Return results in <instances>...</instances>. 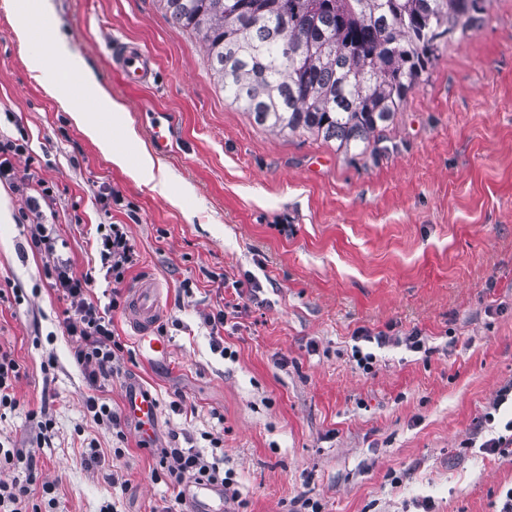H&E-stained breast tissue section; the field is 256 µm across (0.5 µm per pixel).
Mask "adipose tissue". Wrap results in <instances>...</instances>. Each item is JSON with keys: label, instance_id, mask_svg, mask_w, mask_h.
<instances>
[{"label": "adipose tissue", "instance_id": "adipose-tissue-1", "mask_svg": "<svg viewBox=\"0 0 512 512\" xmlns=\"http://www.w3.org/2000/svg\"><path fill=\"white\" fill-rule=\"evenodd\" d=\"M9 15L14 16V32L21 49L26 52V63L32 77L40 82L48 96L60 103L74 125L85 136L96 142L102 153L139 185L158 193H165L168 173L148 152L140 150L136 159H129L126 151L105 137L92 109L111 113L113 120H122L126 107L111 96L93 70L70 47L65 37L56 31V12L53 0H0ZM45 24L43 35H35L32 20ZM64 62L62 69L50 65L51 58Z\"/></svg>", "mask_w": 512, "mask_h": 512}]
</instances>
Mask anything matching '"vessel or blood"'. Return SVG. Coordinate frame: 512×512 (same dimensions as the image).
Wrapping results in <instances>:
<instances>
[{"label":"vessel or blood","mask_w":512,"mask_h":512,"mask_svg":"<svg viewBox=\"0 0 512 512\" xmlns=\"http://www.w3.org/2000/svg\"><path fill=\"white\" fill-rule=\"evenodd\" d=\"M112 59L124 78L135 86L148 85L153 78V67L147 52L133 44H120L112 49ZM157 285L153 279L139 281L130 293L128 316L137 328L136 347L146 361L166 358L171 352L169 341L154 332V323L161 315ZM125 410L139 424L142 432L153 430L158 414L154 400L137 390L125 395ZM192 496L194 512H219L214 503L223 499L222 488L211 484L195 485Z\"/></svg>","instance_id":"obj_1"}]
</instances>
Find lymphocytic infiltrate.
<instances>
[{
  "instance_id": "f902f5d3",
  "label": "lymphocytic infiltrate",
  "mask_w": 512,
  "mask_h": 512,
  "mask_svg": "<svg viewBox=\"0 0 512 512\" xmlns=\"http://www.w3.org/2000/svg\"><path fill=\"white\" fill-rule=\"evenodd\" d=\"M32 248L53 255L56 250L54 228L44 224L35 225L31 231ZM101 265L111 279L113 290L107 308L92 301L89 291L91 277L77 278L71 273L68 260L55 258L48 274L54 285L67 298L65 327L75 340L72 356L75 364L83 371L88 383L84 406L93 420L112 431L116 439L125 441L126 435L120 415L112 410L104 397V389L112 378L121 372L120 360L124 346L112 328L111 309L120 305L121 290L126 274L137 263V254L131 244L127 227L123 224L110 225L99 244ZM151 455L155 461V475L164 478L172 487L187 482H206L224 489L226 497L238 499L234 486L233 471L223 469V457H207L194 448H155ZM24 460L23 475L9 480L0 479V512H38L31 501L34 486H41L44 494H52L53 483L42 480L41 469L33 454L21 449L0 448V472L12 469L15 460Z\"/></svg>"
}]
</instances>
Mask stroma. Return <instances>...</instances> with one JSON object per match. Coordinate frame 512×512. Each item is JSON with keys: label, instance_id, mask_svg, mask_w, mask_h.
<instances>
[{"label": "stroma", "instance_id": "35a3bbf8", "mask_svg": "<svg viewBox=\"0 0 512 512\" xmlns=\"http://www.w3.org/2000/svg\"><path fill=\"white\" fill-rule=\"evenodd\" d=\"M54 4L60 33L125 104L142 143L167 129L168 193L136 186L70 122L1 10L0 135L28 143L17 171L54 183L62 253L75 275L92 274L102 306L98 227L127 225L139 262L122 288L155 278L154 329L172 350L163 363L141 360L127 306L113 311L125 349L106 397L119 410L134 388L158 404L150 438L126 419L130 453L114 458L118 440L83 406L68 301L29 246L24 196L0 184V349L20 365L0 445L30 450L55 482L42 512H151L165 500L191 512L155 477L149 451H205L207 432L223 435L236 473L240 500L224 512H299L307 499L321 512H500L512 456L471 438L512 381V0H487L468 37L442 40L425 80L378 130L377 151L356 156L257 125L225 99L200 37L173 24L161 0ZM113 38L150 55L149 86L114 69ZM227 276L259 285L223 333L228 357L202 319L222 304ZM360 328L416 331L427 350L378 349L368 374L353 356ZM40 409L54 424L45 445L30 417ZM114 471L123 485L107 481Z\"/></svg>", "mask_w": 512, "mask_h": 512}]
</instances>
